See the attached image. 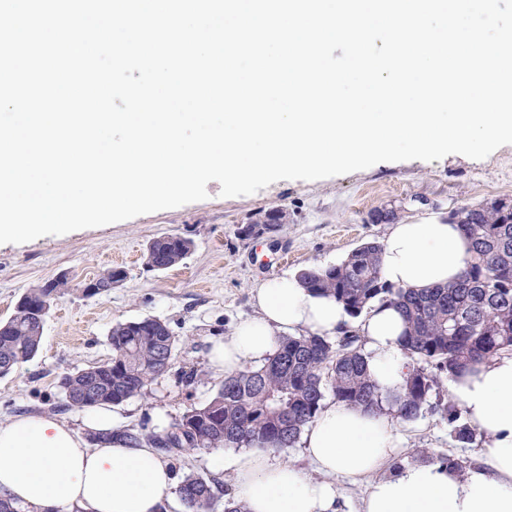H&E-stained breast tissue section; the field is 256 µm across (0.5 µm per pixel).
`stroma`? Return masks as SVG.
Instances as JSON below:
<instances>
[{"mask_svg": "<svg viewBox=\"0 0 512 512\" xmlns=\"http://www.w3.org/2000/svg\"><path fill=\"white\" fill-rule=\"evenodd\" d=\"M220 189L212 181L208 199L200 202L65 235L0 244V320L36 283L64 274L72 287L51 311L37 356L0 378V420L55 412L61 374L109 360L108 333L115 323L152 317L166 322L178 338L172 367L146 397L115 406L112 414L116 426L163 432L187 409L204 404L221 384L223 376L212 368L209 351L254 314L257 282L338 263L359 244L381 239L385 225L369 221L375 209L396 207L401 219L413 220L512 197V145L482 160L451 154L432 162H381L315 181L280 180L248 196L224 198ZM273 208L288 214L275 239L238 237L240 225ZM164 233L192 239L194 250L183 265L155 272L145 265V247ZM113 266L125 268L126 280L107 294L83 296L81 285ZM190 370L197 371L198 381L186 388L178 376ZM400 431L398 464L412 460L417 447L441 457L479 460L481 442H455L447 424L432 413ZM231 454L228 448H201L171 466L176 477L193 472L228 490L233 476L222 461Z\"/></svg>", "mask_w": 512, "mask_h": 512, "instance_id": "obj_1", "label": "stroma"}]
</instances>
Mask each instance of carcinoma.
Returning a JSON list of instances; mask_svg holds the SVG:
<instances>
[{
    "instance_id": "carcinoma-1",
    "label": "carcinoma",
    "mask_w": 512,
    "mask_h": 512,
    "mask_svg": "<svg viewBox=\"0 0 512 512\" xmlns=\"http://www.w3.org/2000/svg\"><path fill=\"white\" fill-rule=\"evenodd\" d=\"M470 241L472 259L455 282L416 290L395 288L380 274L381 245L376 239L353 249L340 262L303 270L299 278L315 295L336 299L349 316L358 317L379 302L397 308L406 330L403 349L409 370L402 391L383 396L367 372L364 341L346 327L330 338L283 336L267 361L224 376L203 405L188 409L168 430L126 428V447L151 445L177 460L198 448H263L280 452L299 443L327 396L347 405L375 409L401 420L430 411L448 423L455 441H473L475 429L462 410L445 397L448 378L498 354L512 352V199L465 204L448 216ZM284 224L283 212L271 209L263 222L238 228L245 239L255 232L273 236ZM193 241L178 234L152 239L144 254L154 271L169 270L186 260ZM69 292L67 282L37 284L22 295L14 313L0 321V377L33 359L41 347L46 318L31 307H53ZM178 340L155 318L119 322L109 331L112 362L72 371L61 379L60 411L121 405L146 396L151 385L171 369ZM96 382L91 398L80 395ZM424 463L440 462L458 473L467 462L433 457L418 448ZM186 512H247L245 504L218 490V481L187 474L177 488Z\"/></svg>"
}]
</instances>
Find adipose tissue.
Masks as SVG:
<instances>
[{"label":"adipose tissue","mask_w":512,"mask_h":512,"mask_svg":"<svg viewBox=\"0 0 512 512\" xmlns=\"http://www.w3.org/2000/svg\"><path fill=\"white\" fill-rule=\"evenodd\" d=\"M381 245V276L399 288L446 285L470 259L459 225L441 217L389 225ZM253 299L255 316L213 346L215 370L265 362L281 334L333 336L348 322L342 304L310 294L294 275L260 281ZM357 328L378 391L399 392L407 374L402 314L377 305ZM448 392L485 439L484 465L460 475L439 463H414L383 475L399 452L394 418L330 401L301 438L315 476L245 449L224 462L235 476L234 496L248 512H340L333 482L340 475L368 483L362 512H512V354L463 369L449 378ZM81 420L80 432L37 412L0 421V498L30 512H163L175 488L169 462L149 446L89 443L87 432L112 429L110 410H82Z\"/></svg>","instance_id":"1"}]
</instances>
